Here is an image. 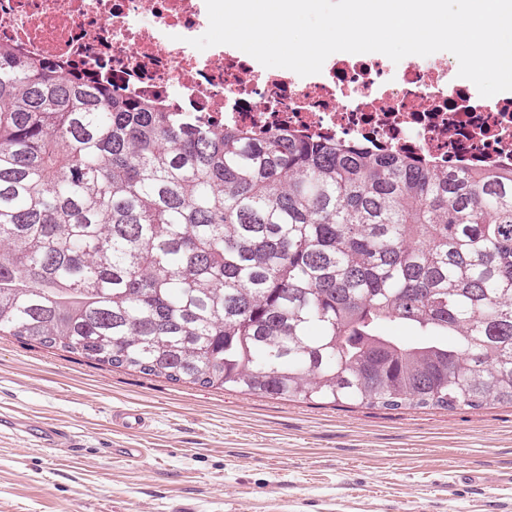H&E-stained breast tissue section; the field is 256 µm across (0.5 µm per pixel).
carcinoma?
<instances>
[{"mask_svg":"<svg viewBox=\"0 0 512 512\" xmlns=\"http://www.w3.org/2000/svg\"><path fill=\"white\" fill-rule=\"evenodd\" d=\"M0 336L301 402L512 405V168L215 124L0 45Z\"/></svg>","mask_w":512,"mask_h":512,"instance_id":"cac0c4a2","label":"carcinoma"}]
</instances>
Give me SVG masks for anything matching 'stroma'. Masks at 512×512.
Listing matches in <instances>:
<instances>
[{
  "instance_id": "obj_1",
  "label": "stroma",
  "mask_w": 512,
  "mask_h": 512,
  "mask_svg": "<svg viewBox=\"0 0 512 512\" xmlns=\"http://www.w3.org/2000/svg\"><path fill=\"white\" fill-rule=\"evenodd\" d=\"M116 407L150 421L126 432ZM0 512H512V406L383 409L175 383L0 337ZM143 449L142 458L118 456ZM27 431L47 448H60L64 446L68 448H78L77 446H79L70 439L65 431L48 424L30 425Z\"/></svg>"
}]
</instances>
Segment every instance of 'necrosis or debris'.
<instances>
[{
    "instance_id": "obj_1",
    "label": "necrosis or debris",
    "mask_w": 512,
    "mask_h": 512,
    "mask_svg": "<svg viewBox=\"0 0 512 512\" xmlns=\"http://www.w3.org/2000/svg\"><path fill=\"white\" fill-rule=\"evenodd\" d=\"M205 0H0V42L105 71L127 94H157L215 122L361 139L456 168L512 167V97L484 105L440 61L396 66L329 57L306 77L269 71L222 45L197 50Z\"/></svg>"
}]
</instances>
